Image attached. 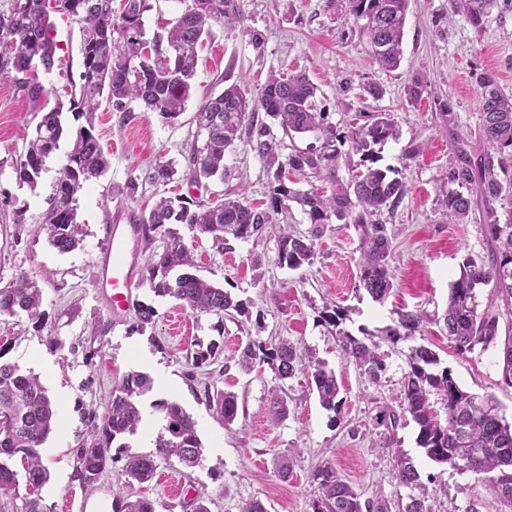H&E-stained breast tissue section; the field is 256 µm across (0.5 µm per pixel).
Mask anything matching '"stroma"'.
<instances>
[{
    "label": "stroma",
    "instance_id": "obj_1",
    "mask_svg": "<svg viewBox=\"0 0 512 512\" xmlns=\"http://www.w3.org/2000/svg\"><path fill=\"white\" fill-rule=\"evenodd\" d=\"M238 3L240 23L214 27L211 40L200 49L194 91L176 122L165 123L135 102L123 112L101 103L95 132L109 168L104 176L84 183L77 194L78 221L85 226V236L71 252H58L37 230L71 143L60 142L37 187L20 184L12 160L23 153L40 117L12 84H0V287L26 276L43 292L40 320L22 313L0 316V361L36 373L59 410L61 427L40 450L49 471L41 490L44 512H112L128 456L153 450L162 423L152 403L163 398L179 401L192 416L202 455L192 469L174 458L158 461L157 477L130 489V496L152 501L155 512H193L200 492L210 512H241L252 498L260 499L268 512H313L317 488L312 474L325 463L364 498L393 501L404 493L390 451L394 444L413 458L421 475L435 474L446 483L445 494L438 497L439 512H467L472 505L478 512H502L499 501L475 476L425 456L412 420H405L392 435L375 420L379 406L397 401L411 345L423 344L438 354L441 366L452 370L463 389L481 398L494 396L512 422V388L500 380L496 350L458 355L441 328L429 323L413 341L381 342L388 368L374 385L343 356L337 336L321 323L319 312L330 299L347 307L344 328L355 336L364 328L373 332L393 324L402 309L442 315L463 259L485 255L477 224H451L442 215L439 199L448 189L445 174L454 144L437 105L451 102L458 132L467 135L480 122V74L493 73L500 87L512 93V9L493 10L478 30L464 15H450L448 0H411L401 66L386 71L367 54L349 15L328 7L326 0ZM55 24V65L40 72L39 81L47 92L61 93L69 76L79 73L80 30L67 19H56ZM254 30L264 38L262 49L251 45ZM300 70L319 87L338 126H349L358 110L365 109L393 113L400 128L399 139L382 146L379 160L380 167L398 170L410 188L394 212L382 215L395 232L389 260L391 296L379 304L355 293L359 233L354 225H329L316 242L312 264L297 271L276 264L275 238L258 246L239 241L232 250L221 252L208 237L182 225L178 232L194 256L192 274L249 301L248 316L238 322L192 314L174 298L155 296L144 280L135 288L133 300L156 309L153 325L138 329L134 310L112 311L93 286L110 224L149 210L162 196L216 204L242 186L250 203L264 207L269 202L273 178L241 143L225 156L231 172L227 179L194 184L182 173L168 184L149 181L156 162L184 166L202 101L241 80L256 94L270 73ZM416 77L427 85L418 101L408 96ZM372 84L382 88L380 99L365 93V86ZM412 144L422 146L423 152L409 159L405 151ZM132 178L139 184L135 198L113 196V185ZM255 253L264 258V279L258 285L250 262ZM97 323L107 332L91 357L87 347L91 327ZM250 336L266 342L285 339L325 361L340 384L341 423H331L303 374L285 383L288 414L271 423L266 395L275 384L272 371L262 365L246 374L236 364L238 348ZM207 350L211 359L195 365V353ZM134 370L156 380L169 374L174 385L168 391L154 388L143 397L142 423L123 437L121 445L111 446L112 462L94 490H84L73 475L60 479V468L75 470L76 450L92 423L105 414L115 379ZM216 387L237 396L233 423L217 419L208 404L206 394ZM164 473L180 483L179 495H171L162 484Z\"/></svg>",
    "mask_w": 512,
    "mask_h": 512
}]
</instances>
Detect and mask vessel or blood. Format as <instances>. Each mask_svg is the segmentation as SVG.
Returning a JSON list of instances; mask_svg holds the SVG:
<instances>
[{"mask_svg": "<svg viewBox=\"0 0 512 512\" xmlns=\"http://www.w3.org/2000/svg\"><path fill=\"white\" fill-rule=\"evenodd\" d=\"M137 235L135 224L113 225L108 247L98 266L96 286L116 311L129 305L131 288L140 275V267L130 250V241Z\"/></svg>", "mask_w": 512, "mask_h": 512, "instance_id": "b4317fda", "label": "vessel or blood"}]
</instances>
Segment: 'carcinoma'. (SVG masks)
Segmentation results:
<instances>
[{
    "mask_svg": "<svg viewBox=\"0 0 512 512\" xmlns=\"http://www.w3.org/2000/svg\"><path fill=\"white\" fill-rule=\"evenodd\" d=\"M512 7V0H448L450 11L462 13L477 30L498 2ZM185 4L172 26L147 38L145 14L152 0H12L8 11L0 12V82L13 84L43 112L24 152L13 161L17 180L30 187L45 170L46 159L62 139H72V148L57 179L55 193L39 230L61 253L77 248L84 227L77 221L76 194L83 184L102 176L108 160L94 134L93 115L99 99L107 97L118 110L139 101L171 123L185 110L195 77L198 50L216 25L240 22L237 0H181ZM410 0H328L329 6L348 8L360 35L366 39L371 56L384 70L394 71L403 59V41ZM76 21L81 26L80 73L70 82L68 111L85 118V124L70 130L63 121L64 104L45 111L47 95L30 76L32 66L50 70L59 46L54 38L53 17ZM481 121L475 140L457 135L448 159V183L457 188L442 194L440 206L450 224L479 225L490 245L488 255L464 258L460 273L448 293L443 323L446 335L462 356L494 348L498 352L501 381L512 388V215L501 219L497 205L512 199V176L507 163L512 157V94L504 92L495 76L483 73ZM318 87L304 73L283 78L270 74L258 97L237 83L209 97L195 119L204 128L202 146L185 157L186 167L196 183L224 178L226 152L240 141L273 170L269 207L260 210L240 198H226L220 204H205L188 197H161L138 221L145 230L165 239L158 259L147 268L146 280L158 297H171L196 315L249 314V303L237 299L191 274L175 277L171 272L191 265L193 258L171 224H185L211 237L213 244L232 249L236 241L277 240L275 262L296 271L313 263L315 241L331 224H352L359 232L360 257L356 291H364L382 303L394 289L389 259L394 233L380 221L383 211L393 212L409 192L396 171L377 166L376 147L398 140L399 127L389 112H367L364 122L342 131L331 121ZM266 120H258V112ZM278 126L289 139L312 135L314 142L304 149L294 147L281 156V142L271 126ZM347 150H342V147ZM346 168L348 178L340 176ZM177 174L171 162H159L149 175L152 181H171ZM315 179L327 185L301 190L296 185ZM469 190L464 194L461 189ZM300 207L310 228L296 233L289 224H279L274 216L286 213L291 205ZM491 288L487 304L480 306L478 290ZM42 291L37 283L21 276L0 288V315L23 312L40 320ZM347 309L330 303L319 318L336 330L343 355L362 375L380 382L386 371L385 355L373 334L363 329L358 338L341 329ZM431 316L422 310L398 314L395 324L385 330L395 344L413 338ZM269 366L280 385L268 390V413L273 423L287 415V403L280 395L281 384L298 373L311 378L320 405L333 413L331 422L341 421L343 398L333 370L325 362L281 340L267 344L247 338L240 347L238 364L249 373L256 362ZM438 354L425 345L411 347L406 354L407 369L397 406L386 404L377 423L393 434L400 421L411 418L419 428L418 444L436 464L453 468L465 466L478 482L512 512V425L500 415L495 397L482 399L461 388L450 369L437 368ZM153 389L151 376L130 371L115 382L112 400L101 425L93 426L89 439L77 448L78 479L83 488L94 487L108 469L112 443L136 432L143 420L140 398ZM216 416L230 424L237 417V396L222 389L208 394ZM162 414V431L154 441V452L131 455L121 473V487L144 484L155 475L156 462L177 458L187 467L199 463L201 443L193 418L174 399L154 404ZM58 411L39 376L16 364L0 363V499L19 497L20 480H25L23 512H43L40 491L49 479L39 448L54 430ZM396 479L407 490L406 499L391 502L384 498L361 499L356 489L331 466L324 464L313 473L318 495L313 512H435L431 502L438 496V479L421 474L399 448L393 449ZM20 457L22 470L11 462ZM115 512H155L147 499L129 500L122 495L113 504Z\"/></svg>",
    "mask_w": 512,
    "mask_h": 512,
    "instance_id": "obj_1",
    "label": "carcinoma"
}]
</instances>
